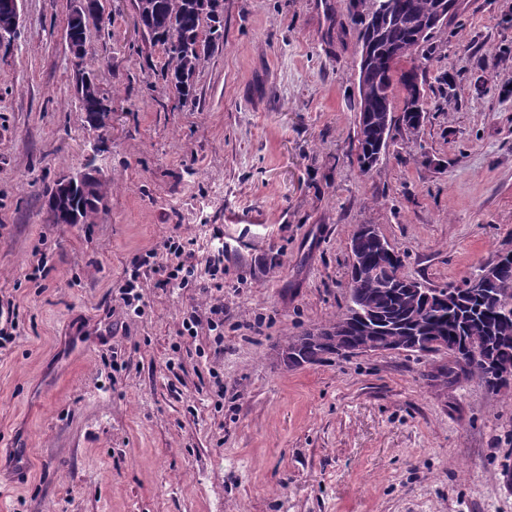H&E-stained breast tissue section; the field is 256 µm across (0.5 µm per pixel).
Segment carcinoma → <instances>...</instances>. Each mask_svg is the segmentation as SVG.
Returning <instances> with one entry per match:
<instances>
[{"label": "carcinoma", "instance_id": "1", "mask_svg": "<svg viewBox=\"0 0 512 512\" xmlns=\"http://www.w3.org/2000/svg\"><path fill=\"white\" fill-rule=\"evenodd\" d=\"M133 10L139 16L143 33L153 44L163 47L167 62L162 77L168 88L184 103L197 100L194 76L224 40V19L210 16V0H132ZM367 13L360 17L361 54L358 66V94L360 111L357 126L359 162L362 171L369 170L367 161L379 149L388 146L392 126L395 92H409L418 82V67L401 69L399 65L410 61L419 48L430 42L448 27V17L457 9V0H389L382 10L375 9L374 0ZM79 111L85 114L87 125L98 129L97 120L102 112L104 94L95 83L77 96ZM425 109L416 112L404 108L399 117L407 133L413 137L420 133ZM93 194L98 205L79 209L81 223L90 224L99 214V204L106 196V183L92 180ZM355 251L365 266L390 262L375 239L361 238ZM494 277L482 292L473 295L457 284L448 294L428 300L415 296L405 288H379L367 278L350 274L349 287L355 289L376 314L374 333L367 326L351 325L342 336L325 332L341 322L340 313L328 323L305 330L289 340L297 349V360L288 358V345H283L280 361L287 368L296 364H313L324 356L336 353L356 341H377L392 336L398 338L409 332L419 336L435 333L449 337L458 332L486 336L489 346L480 361L465 369L492 391L499 387L489 380L491 364H512V252L501 253L495 260Z\"/></svg>", "mask_w": 512, "mask_h": 512}]
</instances>
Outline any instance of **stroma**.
Wrapping results in <instances>:
<instances>
[{
	"instance_id": "stroma-1",
	"label": "stroma",
	"mask_w": 512,
	"mask_h": 512,
	"mask_svg": "<svg viewBox=\"0 0 512 512\" xmlns=\"http://www.w3.org/2000/svg\"><path fill=\"white\" fill-rule=\"evenodd\" d=\"M103 6L87 24L112 107L99 131L75 96L71 0H24L0 40V303L17 324L0 349V452L19 442L31 462L23 485L0 469V512H512V388L441 377L443 353L278 357L344 310L355 225L432 288L512 249V0H461L414 59L419 135L394 126L366 172L348 0H224L193 104L167 89L130 0ZM89 161L110 185L103 211L55 223L46 187ZM218 231L217 356L207 330L178 333L207 294L151 272L134 314L120 288L168 236L203 259Z\"/></svg>"
}]
</instances>
